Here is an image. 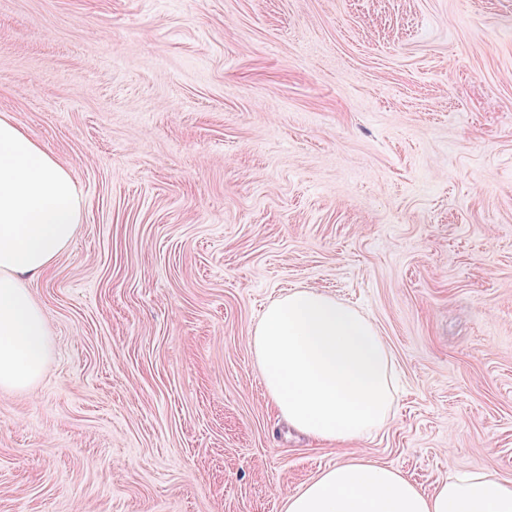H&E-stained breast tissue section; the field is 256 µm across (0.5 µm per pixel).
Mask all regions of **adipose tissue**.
I'll use <instances>...</instances> for the list:
<instances>
[{
	"mask_svg": "<svg viewBox=\"0 0 512 512\" xmlns=\"http://www.w3.org/2000/svg\"><path fill=\"white\" fill-rule=\"evenodd\" d=\"M83 208L70 167L0 114V389L28 388L43 374L46 316L28 284L70 243ZM253 346L271 405L314 441L344 445L385 423L391 356L354 307L291 290L264 310ZM284 512H512V479L476 470L426 495L399 471L356 458L288 495Z\"/></svg>",
	"mask_w": 512,
	"mask_h": 512,
	"instance_id": "1",
	"label": "adipose tissue"
}]
</instances>
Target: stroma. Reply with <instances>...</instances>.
<instances>
[{
    "label": "stroma",
    "instance_id": "obj_1",
    "mask_svg": "<svg viewBox=\"0 0 512 512\" xmlns=\"http://www.w3.org/2000/svg\"><path fill=\"white\" fill-rule=\"evenodd\" d=\"M74 173L0 390V512H283L364 458L512 479V0H0V113ZM309 288L392 358L349 447L272 409L251 332Z\"/></svg>",
    "mask_w": 512,
    "mask_h": 512
}]
</instances>
